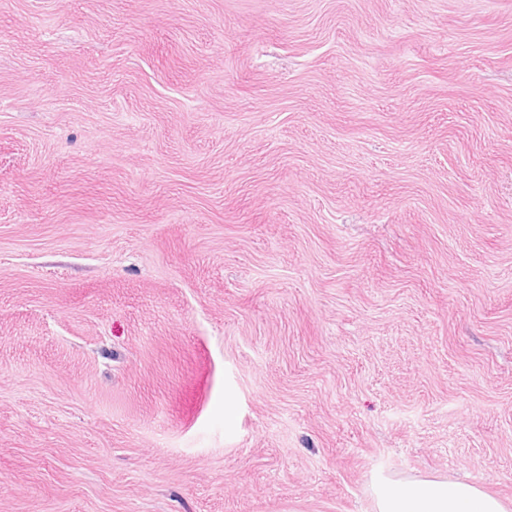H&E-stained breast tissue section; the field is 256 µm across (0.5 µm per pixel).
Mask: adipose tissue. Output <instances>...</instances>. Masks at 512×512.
Listing matches in <instances>:
<instances>
[{
	"label": "adipose tissue",
	"instance_id": "obj_1",
	"mask_svg": "<svg viewBox=\"0 0 512 512\" xmlns=\"http://www.w3.org/2000/svg\"><path fill=\"white\" fill-rule=\"evenodd\" d=\"M374 512H512V505L475 484L450 478L377 477Z\"/></svg>",
	"mask_w": 512,
	"mask_h": 512
}]
</instances>
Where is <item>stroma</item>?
Instances as JSON below:
<instances>
[{"label":"stroma","instance_id":"stroma-1","mask_svg":"<svg viewBox=\"0 0 512 512\" xmlns=\"http://www.w3.org/2000/svg\"><path fill=\"white\" fill-rule=\"evenodd\" d=\"M512 501V0H0V512ZM375 512H510L501 498L475 484L450 478L377 477Z\"/></svg>","mask_w":512,"mask_h":512}]
</instances>
